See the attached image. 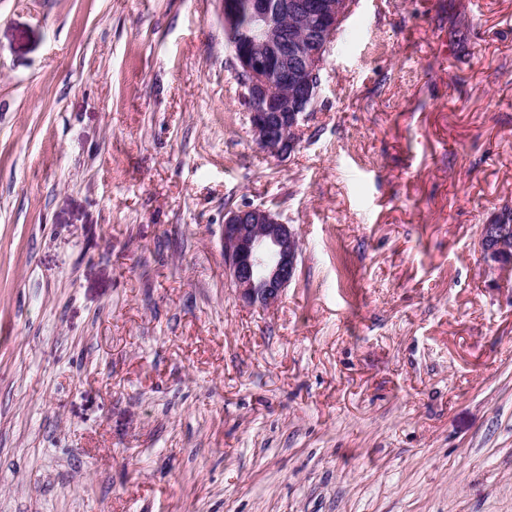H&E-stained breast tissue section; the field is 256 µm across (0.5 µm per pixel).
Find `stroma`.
Wrapping results in <instances>:
<instances>
[{
	"label": "stroma",
	"mask_w": 512,
	"mask_h": 512,
	"mask_svg": "<svg viewBox=\"0 0 512 512\" xmlns=\"http://www.w3.org/2000/svg\"><path fill=\"white\" fill-rule=\"evenodd\" d=\"M239 92L220 0H0V512H512V0H355L285 159ZM223 244L225 272L239 297L275 305L297 272V232L272 210L245 205L224 214ZM479 237L482 251L489 261L495 260L502 251L508 250L506 239L502 238L497 224L482 225Z\"/></svg>",
	"instance_id": "1"
}]
</instances>
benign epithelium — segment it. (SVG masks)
<instances>
[{
  "label": "benign epithelium",
  "instance_id": "7a95c632",
  "mask_svg": "<svg viewBox=\"0 0 512 512\" xmlns=\"http://www.w3.org/2000/svg\"><path fill=\"white\" fill-rule=\"evenodd\" d=\"M224 31L232 37L248 14L256 37L230 44L242 102L259 149L285 157L299 143L300 123L315 111L319 74L347 0H221ZM479 237L490 261L507 250L495 224ZM224 267L239 297L252 305H275L294 279L297 232L263 206L245 205L224 214Z\"/></svg>",
  "mask_w": 512,
  "mask_h": 512
}]
</instances>
